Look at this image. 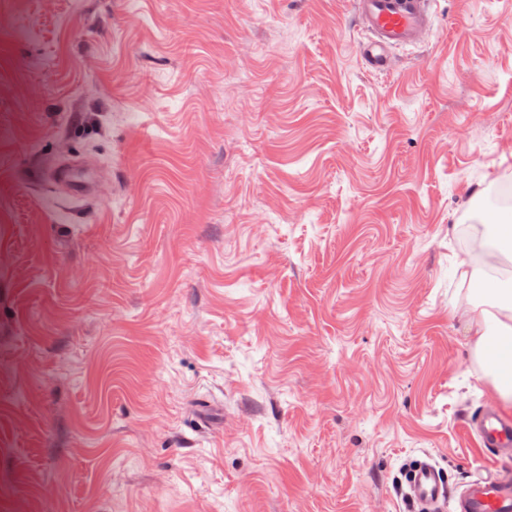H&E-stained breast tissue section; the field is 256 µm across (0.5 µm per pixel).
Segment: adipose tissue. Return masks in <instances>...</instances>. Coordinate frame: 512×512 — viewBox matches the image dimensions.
I'll return each mask as SVG.
<instances>
[{
    "label": "adipose tissue",
    "instance_id": "adipose-tissue-1",
    "mask_svg": "<svg viewBox=\"0 0 512 512\" xmlns=\"http://www.w3.org/2000/svg\"><path fill=\"white\" fill-rule=\"evenodd\" d=\"M458 267L463 277L478 284V299L467 314L476 336L475 355L495 356L496 365L488 377L503 401L512 402V276L486 281L468 260H461Z\"/></svg>",
    "mask_w": 512,
    "mask_h": 512
}]
</instances>
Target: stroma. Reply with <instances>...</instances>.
Wrapping results in <instances>:
<instances>
[{"label": "stroma", "instance_id": "stroma-1", "mask_svg": "<svg viewBox=\"0 0 512 512\" xmlns=\"http://www.w3.org/2000/svg\"><path fill=\"white\" fill-rule=\"evenodd\" d=\"M0 0V512H418L494 461L458 260L512 185V0ZM112 178L66 197L26 169ZM357 14L365 38L361 54L374 72L389 69L398 46L421 43L430 30L431 0H357Z\"/></svg>", "mask_w": 512, "mask_h": 512}]
</instances>
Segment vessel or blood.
Listing matches in <instances>:
<instances>
[{"label": "vessel or blood", "instance_id": "vessel-or-blood-1", "mask_svg": "<svg viewBox=\"0 0 512 512\" xmlns=\"http://www.w3.org/2000/svg\"><path fill=\"white\" fill-rule=\"evenodd\" d=\"M430 8L431 0H356L364 33L361 54L372 71H387L396 47L424 40L430 30ZM55 175L69 181L73 197L99 199L112 187L109 179L85 180L66 167L58 168ZM468 427L482 448L499 457V466L491 475L472 477L452 494L438 466L419 461L408 471L407 490L409 500L423 512H512V417L487 408Z\"/></svg>", "mask_w": 512, "mask_h": 512}]
</instances>
